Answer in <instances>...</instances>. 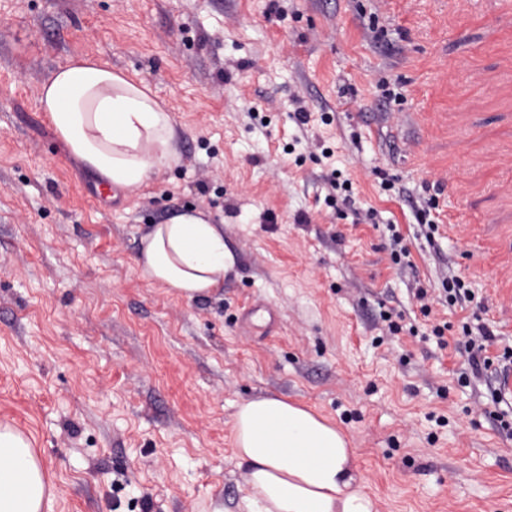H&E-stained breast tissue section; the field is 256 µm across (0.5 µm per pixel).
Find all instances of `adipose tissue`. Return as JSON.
<instances>
[{"mask_svg": "<svg viewBox=\"0 0 512 512\" xmlns=\"http://www.w3.org/2000/svg\"><path fill=\"white\" fill-rule=\"evenodd\" d=\"M40 104L69 155L101 182L133 191L179 164L174 116L147 83L88 57L44 81ZM140 276L192 301L224 285L233 258L221 225L188 209L141 237ZM234 452L248 466L252 512H372L350 438L335 422L275 394L241 403ZM56 495L30 441L0 426V512H54Z\"/></svg>", "mask_w": 512, "mask_h": 512, "instance_id": "ef3b65f1", "label": "adipose tissue"}]
</instances>
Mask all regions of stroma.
Masks as SVG:
<instances>
[{
    "label": "stroma",
    "mask_w": 512,
    "mask_h": 512,
    "mask_svg": "<svg viewBox=\"0 0 512 512\" xmlns=\"http://www.w3.org/2000/svg\"><path fill=\"white\" fill-rule=\"evenodd\" d=\"M78 56L165 101L178 166L87 196L39 104ZM187 208L234 258L194 301L134 263ZM452 277L473 303L423 316ZM474 317L512 348V0H0V424L56 512H246L231 422L266 393L351 436L374 512H512V395L430 334Z\"/></svg>",
    "instance_id": "1"
}]
</instances>
